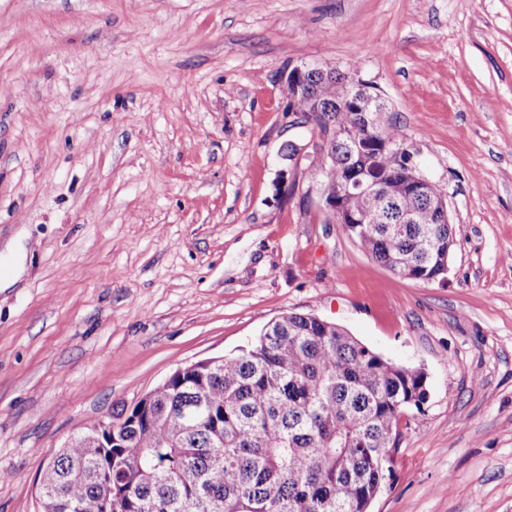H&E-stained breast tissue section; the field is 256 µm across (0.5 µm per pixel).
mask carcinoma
I'll list each match as a JSON object with an SVG mask.
<instances>
[{
	"label": "carcinoma",
	"instance_id": "carcinoma-1",
	"mask_svg": "<svg viewBox=\"0 0 512 512\" xmlns=\"http://www.w3.org/2000/svg\"><path fill=\"white\" fill-rule=\"evenodd\" d=\"M342 72L308 76L296 101L328 124L334 168L322 190L339 197L350 175L377 180L371 193L346 198L336 223L360 248L398 276L442 281L455 225L433 223L435 184L414 195L395 170L385 142L406 133L393 119L376 133L360 124ZM358 127V146L339 136ZM377 224H348L347 212ZM427 374L396 365L346 329L312 315L271 322L252 347L217 367L177 368L126 414L112 420V440L76 436L44 467L40 512H83L105 494L95 474L112 470V512H367L384 486L377 458L397 450L402 416L421 410Z\"/></svg>",
	"mask_w": 512,
	"mask_h": 512
}]
</instances>
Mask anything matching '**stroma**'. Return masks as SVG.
I'll return each instance as SVG.
<instances>
[{"label": "stroma", "mask_w": 512, "mask_h": 512, "mask_svg": "<svg viewBox=\"0 0 512 512\" xmlns=\"http://www.w3.org/2000/svg\"><path fill=\"white\" fill-rule=\"evenodd\" d=\"M356 66L457 229L401 278L318 206L293 67ZM303 150L284 158L288 144ZM0 512L177 368L286 313L423 368L369 512H512V0H0Z\"/></svg>", "instance_id": "stroma-1"}]
</instances>
